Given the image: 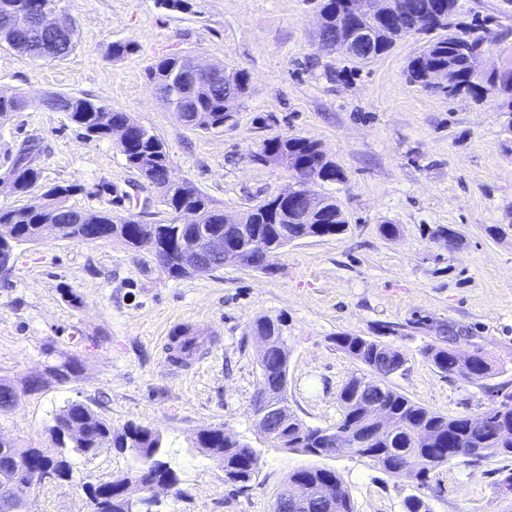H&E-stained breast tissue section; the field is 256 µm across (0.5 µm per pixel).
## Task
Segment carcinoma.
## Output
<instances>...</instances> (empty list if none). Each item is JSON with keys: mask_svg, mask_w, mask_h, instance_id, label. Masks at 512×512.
<instances>
[{"mask_svg": "<svg viewBox=\"0 0 512 512\" xmlns=\"http://www.w3.org/2000/svg\"><path fill=\"white\" fill-rule=\"evenodd\" d=\"M404 10L393 16L383 17L369 8L347 14L346 23H336V12L344 9V0H319L323 24L318 32L320 43L330 46L346 41L361 30L373 34L374 55L389 52L396 41L411 35L419 17L434 19L430 31L436 36L429 39L420 53L409 60L406 78L409 83L424 88L432 87L430 74L442 71L455 96H466L475 103L484 100L477 85L499 81L495 95L500 99V109L512 114V62L474 76L471 73L469 52L482 48L484 40L473 36L468 28L459 29L453 21L457 0H403ZM47 3L58 0H0V43L4 42L33 61L41 60L46 44H54L60 57L68 56L74 41L56 30L34 21L24 27L16 23V15L40 13ZM236 84V95L224 94L222 87H207L196 83L185 69L184 57L163 56L148 67L147 77L155 91L173 110L186 109V126L203 132L224 128V119L234 114L249 89V75L244 70L231 72ZM49 110L64 112L71 122L84 131L88 138L116 139L120 153L127 164L136 169L148 184L166 186L165 203L171 209L172 219L166 224H143L135 216H114L110 213H90L84 224H64L58 217L73 210L67 199L74 187L66 184L42 186V193L29 203L0 210V227L7 233L0 235V249L14 252L19 246L37 243L43 238V229L51 222L57 226V238L84 241L97 233L103 239L118 241L126 246L141 248L149 243L161 250L166 262L161 269L171 278L192 275L182 260L179 250L184 239L220 234L252 257L254 268L264 270L279 250L288 244L307 237L336 235L345 230L347 221L336 200L323 198V213L315 224L284 222L279 211L270 210L266 201L244 213L236 224H226L208 197L193 185L168 183L170 169L169 151L165 142L151 130L137 123L128 113L112 111V126L100 127L98 116L109 108L87 98L70 93L51 92ZM26 100L18 92L0 94V126L13 115L24 110ZM43 148L36 141L27 140L16 150L6 169L12 192L18 196L29 195L42 178L41 157ZM259 160L280 161V166L292 172L303 169L320 182L342 179V171L335 162L325 159L318 143L310 138L278 135L263 141ZM192 212L195 224L179 222L180 214ZM97 225L96 229L89 224ZM253 331L267 340L268 349L258 357L259 387L251 404V414L256 417L268 405L288 402V337L285 321L281 318L260 317L253 324ZM336 348L362 364L367 373L350 376L337 394L341 417L332 427L352 451L365 457L391 476L426 481L437 467L453 460L472 462L490 456H512V394L499 405L478 417L469 415L448 416L427 408L407 397L388 383L402 358L394 347L379 340L356 334L342 333L335 337ZM424 354L440 372L461 380L470 381L474 374L487 377L492 365L481 352L472 354L468 363L459 362L453 350L443 345L431 344ZM380 406L388 417L389 430L378 431L376 424L366 419V412ZM76 424L81 435L74 441L60 440L56 426ZM321 428L306 425L291 410H286L281 428L267 441L276 448L302 452L315 457H329L333 449L322 444ZM52 447L23 448L0 438V448L13 449L21 466L5 481L0 478V512H9L6 498L9 489L22 490L30 486L29 471L52 468L65 479L73 471L72 456L90 455L105 442L125 449L131 454L128 475H145L157 482L177 480L176 473L163 460L164 447L158 430L130 423L120 430L101 417L88 405L71 401L54 416L49 427ZM195 447L220 460L224 465L225 482L246 484L256 475L260 457L247 442L235 438L222 428L206 430L197 436ZM398 458L406 460L407 468L399 471L394 466ZM290 480L298 484L303 495L314 501L311 512H326L322 496L326 492L336 495L339 506L336 512H355L349 491L335 470L325 467H303L295 470Z\"/></svg>", "mask_w": 512, "mask_h": 512, "instance_id": "carcinoma-1", "label": "carcinoma"}]
</instances>
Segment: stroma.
<instances>
[{"label": "stroma", "mask_w": 512, "mask_h": 512, "mask_svg": "<svg viewBox=\"0 0 512 512\" xmlns=\"http://www.w3.org/2000/svg\"><path fill=\"white\" fill-rule=\"evenodd\" d=\"M171 11L159 0H59L74 24L65 58L31 63L0 45V92L22 93L27 107L0 127V175L24 140L42 141L44 183L76 186L75 209L146 224L171 218L159 189L128 166L114 141L89 139L65 113L46 110L49 92L87 96L131 115L168 146L171 177L206 194L236 217L292 184L284 168L254 162L263 141L296 135L317 141L342 170L341 183L311 192L335 196L343 233L282 249L272 271L227 265L173 279L145 248L110 240H61L46 234L15 251L0 274V382L17 406L0 411V438L31 448L50 444L48 428L67 402H84L114 429H157L177 487L155 512H273L301 467L341 476L355 512H403L421 497L429 512H512L501 481L512 457L436 468L425 485L396 479L350 450L329 457L270 447L250 415L261 344L256 318L280 317L288 335V403L313 427L339 420L337 393L363 366L339 351V333L386 342L405 359L391 385L451 416L477 415L491 391L512 394V151L494 97L448 98L407 82L408 61L423 45L411 36L357 65L318 46L316 0H189ZM498 0H458L456 20L485 19L481 70L512 60V19ZM132 43L123 59L113 42ZM191 55L245 70L249 90L223 130L185 126L152 91L145 69L159 57ZM396 225L395 236L381 227ZM187 329L200 349L175 364L169 339ZM446 341L463 356L480 351L490 377L469 383L438 372L426 345ZM77 358L59 379L54 366ZM38 388H30V381ZM222 428L260 454L245 486L224 481L220 461L194 446ZM128 452L104 445L74 459L72 479L38 488L29 512H91L84 484L124 475Z\"/></svg>", "instance_id": "obj_1"}]
</instances>
